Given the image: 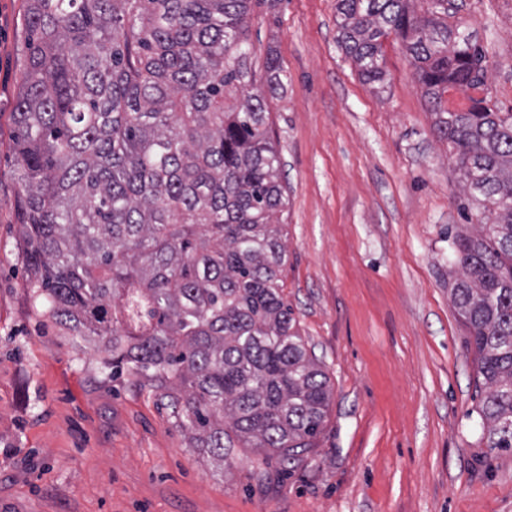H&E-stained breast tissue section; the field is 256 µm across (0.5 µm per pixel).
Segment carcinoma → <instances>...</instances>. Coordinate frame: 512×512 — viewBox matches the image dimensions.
<instances>
[{
    "instance_id": "obj_1",
    "label": "carcinoma",
    "mask_w": 512,
    "mask_h": 512,
    "mask_svg": "<svg viewBox=\"0 0 512 512\" xmlns=\"http://www.w3.org/2000/svg\"><path fill=\"white\" fill-rule=\"evenodd\" d=\"M253 0H27L14 154L31 301L139 379L188 447L288 461L315 447L330 379L283 297L286 206L269 101L242 35ZM367 83L404 42L459 174L450 300L469 335L488 447L512 449V112L448 0H338ZM235 104L224 106L228 90ZM467 96L452 112L445 95Z\"/></svg>"
}]
</instances>
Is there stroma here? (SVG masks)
I'll use <instances>...</instances> for the list:
<instances>
[{"label": "stroma", "instance_id": "obj_1", "mask_svg": "<svg viewBox=\"0 0 512 512\" xmlns=\"http://www.w3.org/2000/svg\"><path fill=\"white\" fill-rule=\"evenodd\" d=\"M450 4L512 112V0ZM24 5L0 0V512H512V451L487 445L448 290L456 174L401 39L385 40L375 89L337 42V0L252 8L254 64L272 51L285 73L270 104L283 295L332 396L301 460L237 445L219 470L28 297L11 148Z\"/></svg>", "mask_w": 512, "mask_h": 512}]
</instances>
